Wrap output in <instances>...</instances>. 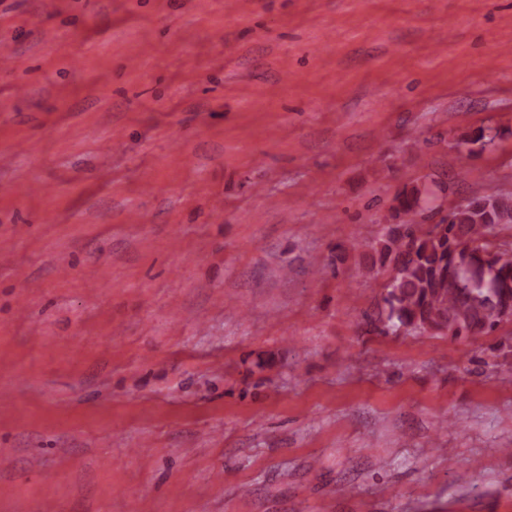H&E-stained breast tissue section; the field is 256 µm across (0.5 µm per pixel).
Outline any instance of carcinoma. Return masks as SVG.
I'll return each instance as SVG.
<instances>
[{"instance_id": "1", "label": "carcinoma", "mask_w": 512, "mask_h": 512, "mask_svg": "<svg viewBox=\"0 0 512 512\" xmlns=\"http://www.w3.org/2000/svg\"><path fill=\"white\" fill-rule=\"evenodd\" d=\"M421 187L404 190L396 211L407 220L386 228L372 246V263L390 266L384 308L368 318L399 330L450 336L489 333L512 317V255L487 231L512 224V194L472 199L428 228L414 217L429 206Z\"/></svg>"}]
</instances>
